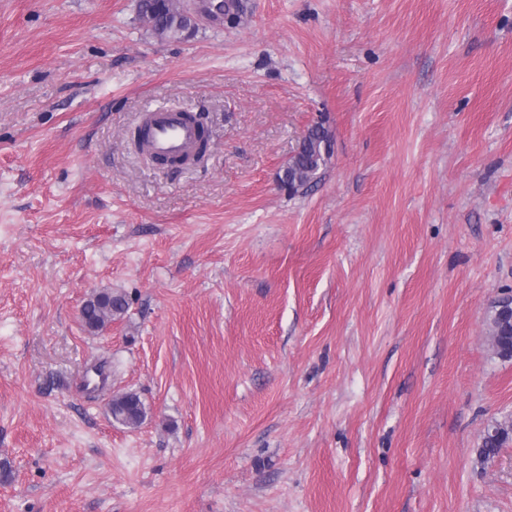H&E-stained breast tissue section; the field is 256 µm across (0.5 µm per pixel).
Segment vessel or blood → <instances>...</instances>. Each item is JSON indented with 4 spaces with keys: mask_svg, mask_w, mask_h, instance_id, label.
Returning a JSON list of instances; mask_svg holds the SVG:
<instances>
[{
    "mask_svg": "<svg viewBox=\"0 0 512 512\" xmlns=\"http://www.w3.org/2000/svg\"><path fill=\"white\" fill-rule=\"evenodd\" d=\"M150 117L145 145L151 154L162 158H182L195 150L198 131L183 112L162 108L151 111Z\"/></svg>",
    "mask_w": 512,
    "mask_h": 512,
    "instance_id": "b4317fda",
    "label": "vessel or blood"
}]
</instances>
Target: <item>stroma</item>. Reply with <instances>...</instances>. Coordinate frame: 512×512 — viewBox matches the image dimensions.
I'll use <instances>...</instances> for the list:
<instances>
[{"instance_id":"obj_1","label":"stroma","mask_w":512,"mask_h":512,"mask_svg":"<svg viewBox=\"0 0 512 512\" xmlns=\"http://www.w3.org/2000/svg\"><path fill=\"white\" fill-rule=\"evenodd\" d=\"M241 4L165 40L0 0V512H512V442L475 455L512 421V0ZM159 107L206 113L202 163L132 148ZM315 133L304 140L296 156H292L286 165L287 176L291 177L292 185L305 189L313 186L321 178L327 162L324 159L323 143L312 138ZM128 309V302L121 293L101 291L93 294L85 301L81 309V320L85 328L98 331L120 317ZM110 414L113 421L135 428L144 422L146 408L137 393L126 392L112 400ZM510 427L509 430L507 427L498 424L487 429L479 448H476L477 458L480 453L484 456V459L480 461L481 463L485 464L493 461L499 454L500 449L512 439V423Z\"/></svg>"}]
</instances>
